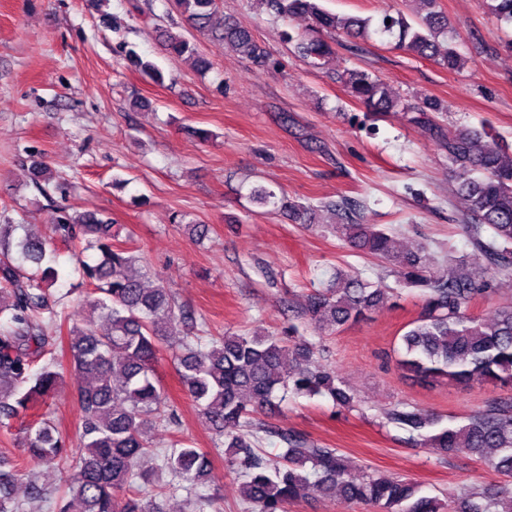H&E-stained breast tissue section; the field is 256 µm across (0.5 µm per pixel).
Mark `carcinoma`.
Listing matches in <instances>:
<instances>
[{
  "mask_svg": "<svg viewBox=\"0 0 512 512\" xmlns=\"http://www.w3.org/2000/svg\"><path fill=\"white\" fill-rule=\"evenodd\" d=\"M275 14L311 20V33L293 35L298 52L321 68L335 55L334 43L322 32L342 30L357 37L375 32L394 36L400 46L455 71L465 60L453 44L440 36L448 20L434 10L409 21L402 13L384 15L375 31L371 19L339 17L324 11L318 0H257ZM188 26L210 35L261 70L266 52L249 30L233 23L217 24L219 0H176ZM498 21L512 27V0H487ZM164 51L192 60L206 72L208 58L190 39L169 29L160 31ZM128 61L155 82L162 71L128 53ZM354 99L378 112L398 107L403 112H425L428 101L403 99L372 73L347 69L341 75ZM448 164L459 180L457 192L468 204L472 222L466 225L474 252L494 276H512V155L486 130L461 126L448 136ZM33 182L46 198L64 192L34 166ZM260 207L279 206L276 192L264 185L251 190ZM334 217L333 229L348 246L386 263L403 288H417L422 298L419 317L401 336L404 352L400 368L429 383L468 386L490 382L512 388V303L480 317L470 312L475 297L488 282L476 281L468 271V257L448 254L445 265L428 263L418 244L395 250L391 229L380 224H356L347 201L324 205ZM53 233L63 240L81 239L82 251L97 259L78 261L84 279L95 288L90 314L67 329L71 364L83 378L77 387L82 415L79 457L68 479V495L56 504L57 512H150V504L126 496L129 488L153 483V472L139 469L140 461L154 454L149 436L169 419L166 396L154 373L160 344L180 336L192 315L176 305L171 288L158 283L146 288L129 273L135 262L130 251L112 243L110 218L98 210L77 211L56 204L51 215ZM16 224H0V418L12 419L46 403L61 379L56 359L34 368L53 337L43 327L58 321V300L51 291L60 277L46 239L29 233L13 238ZM384 298L380 285L358 275L335 273L323 290L306 295L300 316L318 334H332L348 323L369 317ZM317 346L302 336L278 337L261 332L226 334L202 340L181 336L175 353L181 382L202 417L209 423L215 448L224 449L230 470L246 478L245 496L252 512H285L288 503L309 494L332 496L344 503H359L374 512H442L439 499L421 494L420 486L375 473H353L336 448H319L298 434L265 424L262 432L286 444L281 460L271 465L252 448L247 436L233 429L251 423L258 411L278 409L285 395L325 396L336 407L351 410L357 400L339 374L316 358ZM291 368L284 369V362ZM384 418L408 433V439L431 444L443 452L467 448L482 455L498 452L493 467L512 474V401H494L460 424L439 427L441 416L410 405L394 406ZM30 460L52 465L67 452L66 442L53 421L42 416L26 428L23 448ZM156 455V454H154ZM156 469L191 486L206 483L211 467L209 452L183 440L156 455ZM26 479L18 465L0 457V512H32L47 501L45 490L32 486L27 500L15 495ZM454 512H512V488L481 493L465 492L455 498Z\"/></svg>",
  "mask_w": 512,
  "mask_h": 512,
  "instance_id": "1",
  "label": "carcinoma"
}]
</instances>
